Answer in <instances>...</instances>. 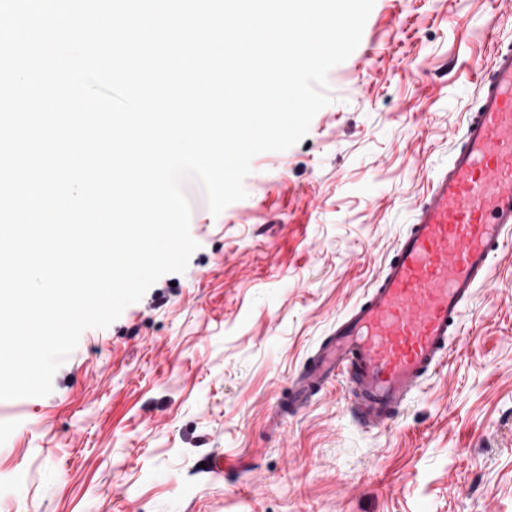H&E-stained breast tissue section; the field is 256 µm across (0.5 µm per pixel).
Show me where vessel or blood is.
Returning a JSON list of instances; mask_svg holds the SVG:
<instances>
[{
    "instance_id": "vessel-or-blood-1",
    "label": "vessel or blood",
    "mask_w": 512,
    "mask_h": 512,
    "mask_svg": "<svg viewBox=\"0 0 512 512\" xmlns=\"http://www.w3.org/2000/svg\"><path fill=\"white\" fill-rule=\"evenodd\" d=\"M512 239V49H497L449 153L365 301L336 320L294 378L299 409L336 375L362 425L388 426L448 356L462 309Z\"/></svg>"
}]
</instances>
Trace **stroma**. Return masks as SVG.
Masks as SVG:
<instances>
[{
	"mask_svg": "<svg viewBox=\"0 0 512 512\" xmlns=\"http://www.w3.org/2000/svg\"><path fill=\"white\" fill-rule=\"evenodd\" d=\"M508 46L512 0H375L245 199L215 215L185 180L186 271L84 331L49 395L0 401V512H512V243L388 428L354 420L341 375L284 408Z\"/></svg>",
	"mask_w": 512,
	"mask_h": 512,
	"instance_id": "stroma-1",
	"label": "stroma"
}]
</instances>
